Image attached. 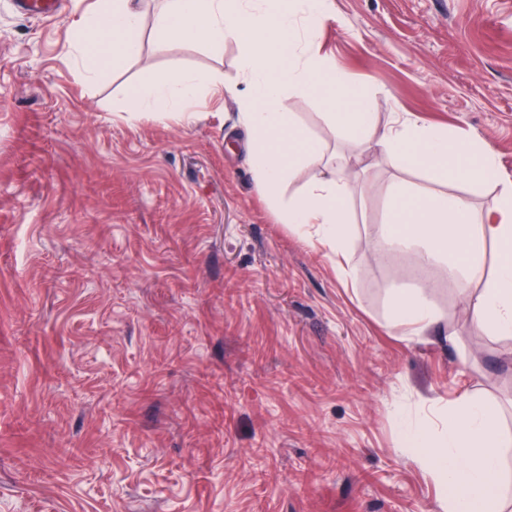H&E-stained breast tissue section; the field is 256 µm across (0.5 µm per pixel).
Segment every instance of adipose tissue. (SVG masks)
<instances>
[{
	"label": "adipose tissue",
	"mask_w": 512,
	"mask_h": 512,
	"mask_svg": "<svg viewBox=\"0 0 512 512\" xmlns=\"http://www.w3.org/2000/svg\"><path fill=\"white\" fill-rule=\"evenodd\" d=\"M327 14L328 0H302L297 13L281 0H265L258 11L248 10L245 0H167L154 25L167 40L203 43L214 56L222 55L229 41L243 49L248 92L238 120L253 138L257 186L282 223L326 249L336 265L347 262L354 230L346 202L354 187L342 171L327 170L320 143L291 123L283 94L288 87L321 95L333 109L337 136L361 132L393 166L420 172L429 182L426 190L408 186L395 192L390 224L384 233L372 235L375 258L412 251L422 267L446 264L467 302L472 326L492 339L512 337V181L500 177L495 151L482 140H459L448 129L426 127L409 116L375 133L373 99L342 69L301 56V45L314 44ZM141 23L135 0H106L74 28L71 45L85 76H97L96 55L114 61L133 55L137 44L131 34ZM91 32L97 42L88 41ZM211 83L202 73L167 70L137 87L126 110L135 117L160 102L183 108ZM297 165L314 168L316 174L301 193L283 197L281 188ZM451 182L496 183L493 219L474 214L467 194L448 190ZM490 241L497 254L489 269L484 256ZM388 308L390 327L409 338L426 335L441 321L424 287L393 289ZM496 419L493 407L464 395L441 408L436 418L404 424L401 446L439 488L440 512H486L490 503L495 512H507L512 506L500 462L507 442Z\"/></svg>",
	"instance_id": "1"
}]
</instances>
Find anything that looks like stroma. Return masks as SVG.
<instances>
[{"label": "stroma", "instance_id": "1", "mask_svg": "<svg viewBox=\"0 0 512 512\" xmlns=\"http://www.w3.org/2000/svg\"><path fill=\"white\" fill-rule=\"evenodd\" d=\"M0 0V512H436L403 418L471 394L512 433V339L472 328L454 282L443 331L387 326L411 254L371 253L416 176L336 139L320 97L287 112L357 184L343 281L260 194L236 125L243 51L174 46L143 0L139 51L86 79L71 31ZM314 53L398 113L480 139L512 179V0H329ZM210 74L190 113L133 118L157 72Z\"/></svg>", "mask_w": 512, "mask_h": 512}]
</instances>
